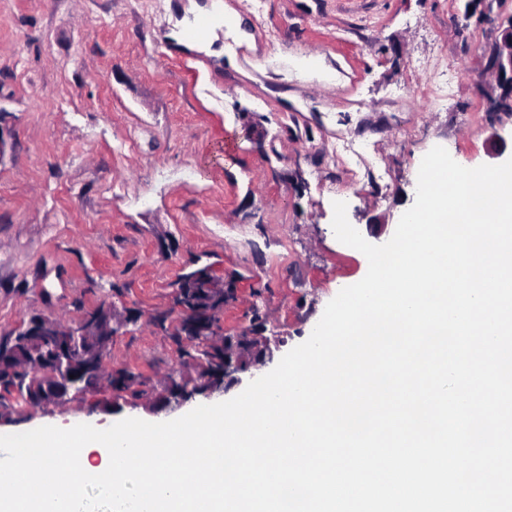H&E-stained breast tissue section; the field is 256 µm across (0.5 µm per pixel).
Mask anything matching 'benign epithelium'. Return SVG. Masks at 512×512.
Masks as SVG:
<instances>
[{
    "mask_svg": "<svg viewBox=\"0 0 512 512\" xmlns=\"http://www.w3.org/2000/svg\"><path fill=\"white\" fill-rule=\"evenodd\" d=\"M489 65L494 68L501 81L512 80V22L501 31L490 55ZM198 284L213 295L224 294V277L207 269L200 276ZM131 311H119L112 304H100L76 319L61 321L52 314L30 316L24 320L23 335L13 337L14 342L26 348L24 368L28 374L44 385V392L37 404L65 405L73 398L96 389L106 391L111 410L123 409L122 401L126 392L112 383V369L105 367L112 339L127 324ZM244 336L224 335V379L216 382L209 377L202 378L205 388L196 393L183 391L182 378L187 376L185 360L180 354V369L171 374L166 386L154 397V411L171 412L200 395L211 398L224 395L243 381V375L254 376V371L273 360V351L267 341L259 338L249 360L240 355ZM85 359L95 365L92 385L81 386L79 380L70 378L75 373L76 362Z\"/></svg>",
    "mask_w": 512,
    "mask_h": 512,
    "instance_id": "1",
    "label": "benign epithelium"
}]
</instances>
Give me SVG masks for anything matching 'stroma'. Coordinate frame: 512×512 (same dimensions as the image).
Masks as SVG:
<instances>
[{"instance_id": "stroma-1", "label": "stroma", "mask_w": 512, "mask_h": 512, "mask_svg": "<svg viewBox=\"0 0 512 512\" xmlns=\"http://www.w3.org/2000/svg\"><path fill=\"white\" fill-rule=\"evenodd\" d=\"M184 2L0 0V332L104 301L137 309L109 361L154 389L179 354L150 318L180 275L222 271L234 290L224 329H249L260 309L282 358L368 270L336 239L334 202L380 245L431 148L475 168L512 145L488 60L512 0H228L257 45L239 70L169 39ZM443 61L453 95L440 106L419 90ZM150 402L113 415L88 398L6 404L0 435L152 421Z\"/></svg>"}]
</instances>
